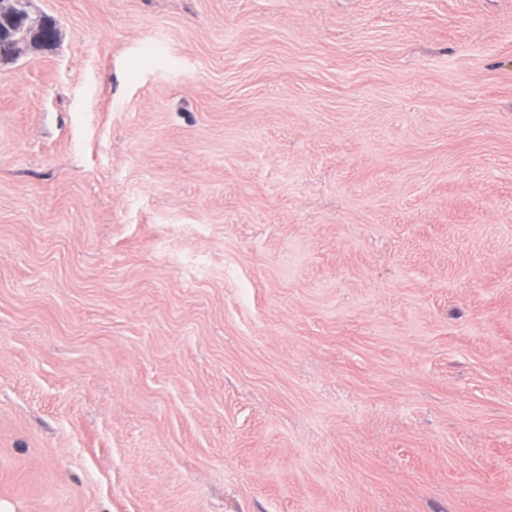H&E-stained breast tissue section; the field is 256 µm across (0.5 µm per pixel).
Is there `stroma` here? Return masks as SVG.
Listing matches in <instances>:
<instances>
[{
	"label": "stroma",
	"mask_w": 512,
	"mask_h": 512,
	"mask_svg": "<svg viewBox=\"0 0 512 512\" xmlns=\"http://www.w3.org/2000/svg\"><path fill=\"white\" fill-rule=\"evenodd\" d=\"M32 10L0 501L512 512V0Z\"/></svg>",
	"instance_id": "stroma-1"
}]
</instances>
